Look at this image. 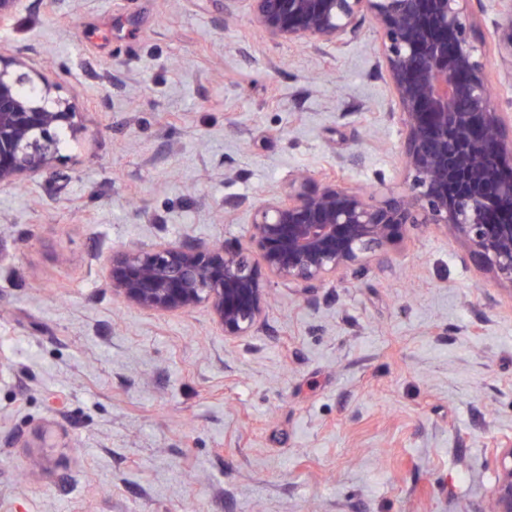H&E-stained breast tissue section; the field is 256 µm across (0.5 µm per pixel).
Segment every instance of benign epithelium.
Segmentation results:
<instances>
[{"label": "benign epithelium", "mask_w": 512, "mask_h": 512, "mask_svg": "<svg viewBox=\"0 0 512 512\" xmlns=\"http://www.w3.org/2000/svg\"><path fill=\"white\" fill-rule=\"evenodd\" d=\"M274 42L342 44L375 23L378 62L393 94L408 192L383 196L334 178L296 174L255 206L246 240H160L117 247L107 284L130 306L178 314L207 305L230 340L253 335L270 283L308 289L361 273L409 226L433 224L462 239L464 263L512 293V127L495 104L470 0H249ZM27 0H0V29ZM512 62V3L496 25ZM25 62L0 60V185L17 186L62 159L76 129L72 104ZM486 512H512V444L501 449Z\"/></svg>", "instance_id": "benign-epithelium-1"}]
</instances>
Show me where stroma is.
Here are the masks:
<instances>
[{"label":"stroma","mask_w":512,"mask_h":512,"mask_svg":"<svg viewBox=\"0 0 512 512\" xmlns=\"http://www.w3.org/2000/svg\"><path fill=\"white\" fill-rule=\"evenodd\" d=\"M506 10L471 0L512 114ZM234 14L30 0L0 31L78 113L60 162L0 185V512H482L512 442V292L461 239L422 224L364 272L276 286L236 340L107 285L113 248L246 238L298 169L408 190L374 23L304 46ZM509 10L504 23L496 24L498 32V52L504 59L512 62V3L509 1Z\"/></svg>","instance_id":"obj_1"}]
</instances>
